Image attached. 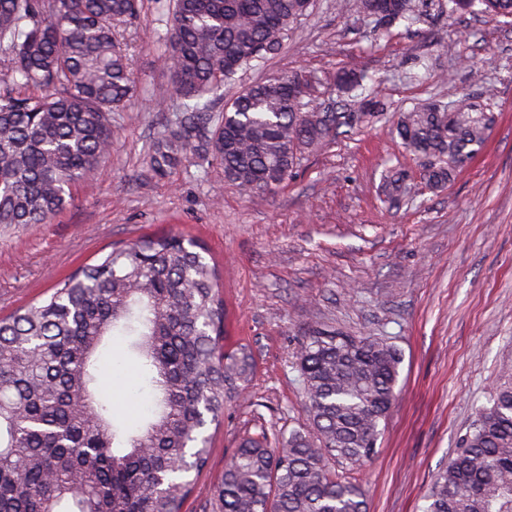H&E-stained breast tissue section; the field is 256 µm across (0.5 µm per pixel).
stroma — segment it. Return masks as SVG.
<instances>
[{
	"mask_svg": "<svg viewBox=\"0 0 512 512\" xmlns=\"http://www.w3.org/2000/svg\"><path fill=\"white\" fill-rule=\"evenodd\" d=\"M165 16L147 0L141 24L121 43L139 77L136 97L112 115V153L48 224L0 230V314L34 301L92 258L142 237L182 232L207 248L223 282L229 344L250 345L257 373L224 410L207 466L182 512H214L224 465L260 431L308 426L294 368L317 325L386 336L401 350L397 397L377 453L356 472L370 512H418L434 474L456 447L504 361H512V26L486 17H440L430 30L368 22L314 0L283 51L239 73L225 95L297 68L324 78L333 96L342 68L366 70L391 111L431 96H470L498 115L483 152L444 189H420L415 204L388 208L381 171L419 161L387 126L351 129L307 156L284 187L244 194L219 164L193 159L167 177L147 152L179 105L157 67ZM470 58L473 81L460 68ZM105 395L121 419L136 416L140 368L117 336L101 359Z\"/></svg>",
	"mask_w": 512,
	"mask_h": 512,
	"instance_id": "stroma-1",
	"label": "stroma"
}]
</instances>
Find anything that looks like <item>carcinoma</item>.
Returning <instances> with one entry per match:
<instances>
[{"instance_id":"1","label":"carcinoma","mask_w":512,"mask_h":512,"mask_svg":"<svg viewBox=\"0 0 512 512\" xmlns=\"http://www.w3.org/2000/svg\"><path fill=\"white\" fill-rule=\"evenodd\" d=\"M144 0H0V226L46 224L112 149V113L138 80L117 29ZM313 0H165L162 67L182 111L149 155L167 175L189 156L213 159L244 193L281 188L342 127L386 119L379 86L338 72L339 109L315 104L321 77L299 69L256 81L212 111L224 83L274 58ZM384 33L396 24L475 14L512 23V0H354ZM495 113L468 98L428 99L397 113L392 132L421 161L425 187L455 179L487 142ZM392 205L419 193L390 169ZM228 313L215 265L193 238L113 247L55 281L45 297L0 317V512H182L210 456V426L252 384L255 355L223 349ZM128 339L145 400L114 420L99 385L106 340ZM402 354L384 336L316 326L295 368L311 430L242 440L224 466L219 512H369L347 473L376 452ZM423 496L421 512H512V368Z\"/></svg>"}]
</instances>
